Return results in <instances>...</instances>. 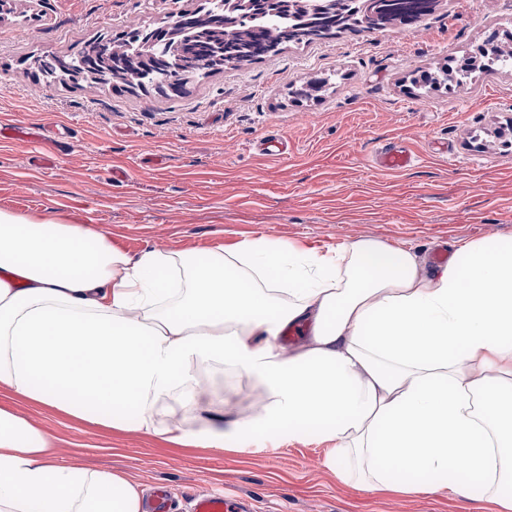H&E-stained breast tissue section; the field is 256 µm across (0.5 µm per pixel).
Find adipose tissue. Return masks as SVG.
<instances>
[{
	"instance_id": "adipose-tissue-1",
	"label": "adipose tissue",
	"mask_w": 512,
	"mask_h": 512,
	"mask_svg": "<svg viewBox=\"0 0 512 512\" xmlns=\"http://www.w3.org/2000/svg\"><path fill=\"white\" fill-rule=\"evenodd\" d=\"M293 326L308 334L288 350ZM243 378L260 403L221 426ZM0 388L176 443L314 433L325 467L369 492L477 487L512 512V239L464 243L431 277L372 239L133 259L103 229L0 210ZM0 512L145 508L124 474L58 464L0 407Z\"/></svg>"
}]
</instances>
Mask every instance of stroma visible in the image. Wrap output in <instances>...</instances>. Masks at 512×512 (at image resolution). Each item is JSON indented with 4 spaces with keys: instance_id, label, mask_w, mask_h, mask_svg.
<instances>
[{
    "instance_id": "35a3bbf8",
    "label": "stroma",
    "mask_w": 512,
    "mask_h": 512,
    "mask_svg": "<svg viewBox=\"0 0 512 512\" xmlns=\"http://www.w3.org/2000/svg\"><path fill=\"white\" fill-rule=\"evenodd\" d=\"M171 0H26L0 20V125L35 141L0 140V209L51 212L107 231L130 257L152 249L197 255L260 237L321 252L371 238L415 252L512 238V70L460 83H420L512 32L499 0H441L418 23L345 32L192 81L183 96L43 78L35 59L69 58L87 41L162 22ZM286 139L288 158L263 153ZM394 143L412 167L380 166ZM63 150L57 166L35 162ZM10 408L52 441L60 463L127 474L144 498L156 486L186 512L187 492L248 498L253 512H489L441 491L371 493L323 465L314 434L249 437L218 450L80 420L14 398Z\"/></svg>"
}]
</instances>
